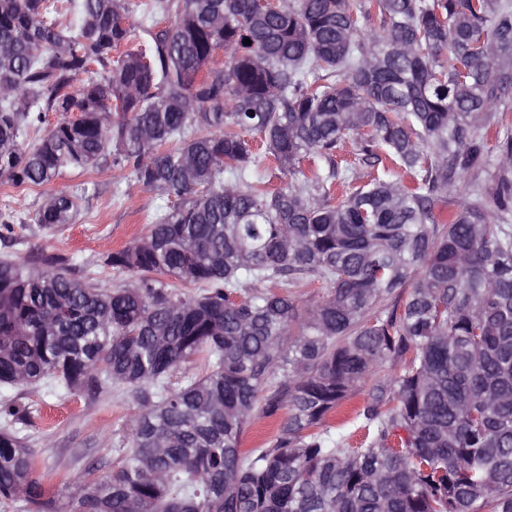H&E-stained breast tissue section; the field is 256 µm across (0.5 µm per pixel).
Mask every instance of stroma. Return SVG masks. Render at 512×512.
<instances>
[{
    "label": "stroma",
    "mask_w": 512,
    "mask_h": 512,
    "mask_svg": "<svg viewBox=\"0 0 512 512\" xmlns=\"http://www.w3.org/2000/svg\"><path fill=\"white\" fill-rule=\"evenodd\" d=\"M59 190L78 197V212L73 223L44 228L37 222L38 210L47 194ZM168 204L166 197L137 184L128 170L109 165L67 170L38 188L0 181V223L23 227L17 237L0 238V258L23 260L44 248L65 253L76 263H88L90 276L110 288L117 276L95 266V259L144 235ZM12 394L31 410L25 432L40 450L42 469L51 477L61 512H70L81 485L121 460L126 423L137 403L131 392L115 387L93 398L60 397L41 385L19 387Z\"/></svg>",
    "instance_id": "stroma-1"
}]
</instances>
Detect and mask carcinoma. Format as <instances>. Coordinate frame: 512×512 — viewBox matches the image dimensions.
<instances>
[{"mask_svg": "<svg viewBox=\"0 0 512 512\" xmlns=\"http://www.w3.org/2000/svg\"><path fill=\"white\" fill-rule=\"evenodd\" d=\"M510 109L512 0H0V179L110 162L175 198L96 261L113 289L0 259V499L59 512L7 394L44 382L139 405L73 512H512ZM78 207L49 194L38 223ZM303 282L327 292L303 307ZM388 363L353 447L327 417ZM256 414L279 430L245 449Z\"/></svg>", "mask_w": 512, "mask_h": 512, "instance_id": "1", "label": "carcinoma"}]
</instances>
